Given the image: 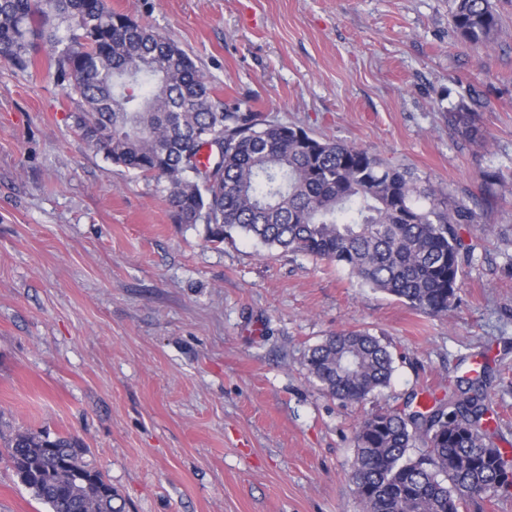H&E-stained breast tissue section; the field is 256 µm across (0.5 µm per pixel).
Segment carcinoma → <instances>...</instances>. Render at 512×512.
Returning a JSON list of instances; mask_svg holds the SVG:
<instances>
[{
  "mask_svg": "<svg viewBox=\"0 0 512 512\" xmlns=\"http://www.w3.org/2000/svg\"><path fill=\"white\" fill-rule=\"evenodd\" d=\"M125 18L103 0H0V55L27 68L45 45L57 86L82 106L76 134L112 163L167 183L175 223L333 262L420 314L448 313L470 257L460 225L477 222L465 200L369 149L227 110L184 49ZM451 24L477 50L499 33L492 0H455ZM476 104L459 99L448 121L471 132ZM306 366L323 392L348 403L387 387L394 372L388 346L361 329L326 337ZM489 385L487 370H471L446 398L359 422L351 481L364 512H463L512 494ZM7 447L13 474L51 512H118L116 492L91 494L73 476L112 487L78 439L25 429Z\"/></svg>",
  "mask_w": 512,
  "mask_h": 512,
  "instance_id": "carcinoma-1",
  "label": "carcinoma"
}]
</instances>
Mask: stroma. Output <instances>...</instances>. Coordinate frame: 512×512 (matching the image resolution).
I'll use <instances>...</instances> for the list:
<instances>
[{
    "label": "stroma",
    "instance_id": "35a3bbf8",
    "mask_svg": "<svg viewBox=\"0 0 512 512\" xmlns=\"http://www.w3.org/2000/svg\"><path fill=\"white\" fill-rule=\"evenodd\" d=\"M179 44L227 108L377 151L477 198L447 315L347 269L174 223L164 184L82 143L48 52L0 57V444L73 436L123 512H363L354 431L379 408L443 397L487 361L512 446V0L492 49L461 44L453 0H106ZM479 95L473 134L448 123ZM500 174L491 200L483 176ZM388 344L363 403L325 395L310 347L342 329ZM0 512H47L0 460Z\"/></svg>",
    "mask_w": 512,
    "mask_h": 512
}]
</instances>
